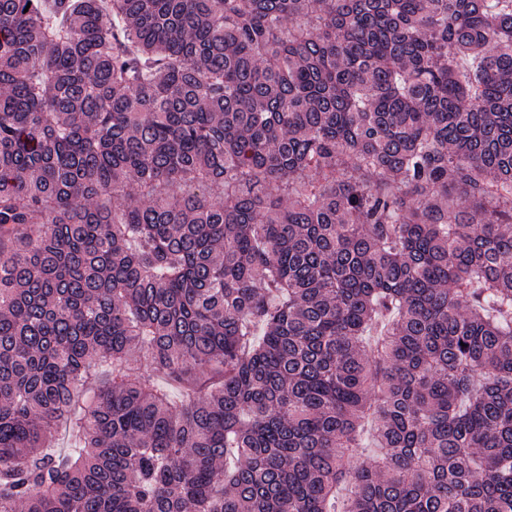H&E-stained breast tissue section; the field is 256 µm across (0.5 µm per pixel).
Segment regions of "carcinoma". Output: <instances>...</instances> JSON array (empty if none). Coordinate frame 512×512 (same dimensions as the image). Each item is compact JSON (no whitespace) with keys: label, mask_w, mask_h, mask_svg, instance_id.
<instances>
[{"label":"carcinoma","mask_w":512,"mask_h":512,"mask_svg":"<svg viewBox=\"0 0 512 512\" xmlns=\"http://www.w3.org/2000/svg\"><path fill=\"white\" fill-rule=\"evenodd\" d=\"M343 485L512 512V0H0V512Z\"/></svg>","instance_id":"obj_1"}]
</instances>
